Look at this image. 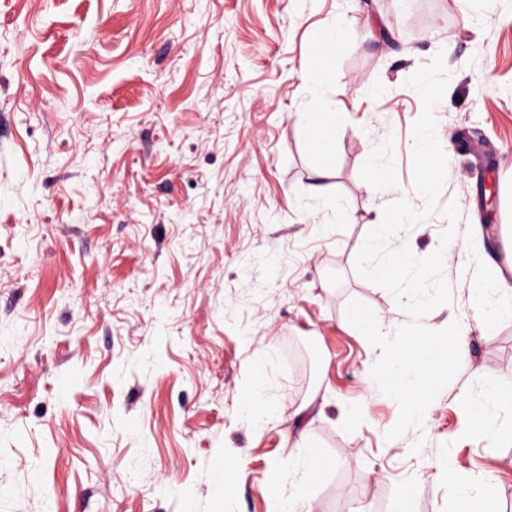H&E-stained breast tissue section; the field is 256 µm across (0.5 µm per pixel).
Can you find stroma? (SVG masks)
Instances as JSON below:
<instances>
[{
  "label": "stroma",
  "mask_w": 512,
  "mask_h": 512,
  "mask_svg": "<svg viewBox=\"0 0 512 512\" xmlns=\"http://www.w3.org/2000/svg\"><path fill=\"white\" fill-rule=\"evenodd\" d=\"M332 24L319 179L301 69ZM439 52L438 203L459 217L391 243L424 257L454 228L452 301L423 322L468 325L470 351L422 430L390 440L398 405L372 391L379 351L346 306L409 320L355 258L392 197L424 206L406 81ZM511 261L512 0H0V512H272L300 490L271 476L302 429L333 461L308 489L323 512H394L409 489L453 512L451 467L512 512V403L467 439L457 399L512 379V317L477 320L469 288ZM256 355L266 418L240 401ZM324 108V112L307 113L305 124L309 149L318 160V176L328 174L335 156L336 112H328L332 102H324Z\"/></svg>",
  "instance_id": "1"
}]
</instances>
